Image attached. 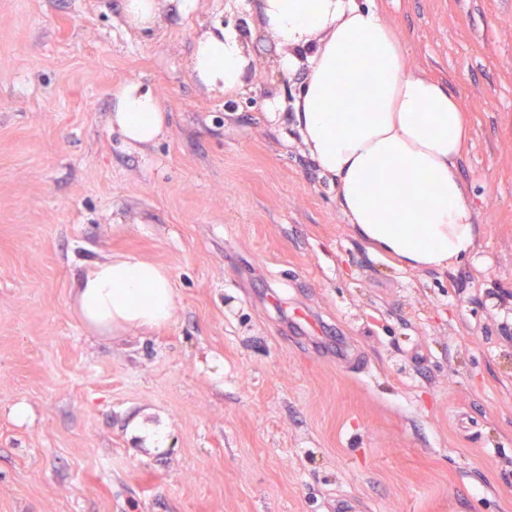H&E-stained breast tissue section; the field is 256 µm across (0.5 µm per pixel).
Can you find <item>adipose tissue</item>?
<instances>
[{
  "label": "adipose tissue",
  "instance_id": "adipose-tissue-1",
  "mask_svg": "<svg viewBox=\"0 0 512 512\" xmlns=\"http://www.w3.org/2000/svg\"><path fill=\"white\" fill-rule=\"evenodd\" d=\"M265 26L294 53L310 50L293 101L310 157L336 188L355 237L413 270H445L473 256L476 226L456 168L467 137L455 96L408 72L404 49L371 0H260ZM246 65L235 30L200 39L191 68L205 84L234 92ZM153 88L132 82L116 95L111 123L145 148L166 131ZM89 332L165 325L176 309L168 272L138 254L91 263L73 289Z\"/></svg>",
  "mask_w": 512,
  "mask_h": 512
}]
</instances>
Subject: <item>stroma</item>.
Here are the masks:
<instances>
[{
    "mask_svg": "<svg viewBox=\"0 0 512 512\" xmlns=\"http://www.w3.org/2000/svg\"><path fill=\"white\" fill-rule=\"evenodd\" d=\"M123 4L0 0V512H512V0H375L468 117L477 249L445 271L353 235L257 0H159L147 35ZM223 23L233 94L190 68ZM136 81L168 118L146 149L109 121ZM131 251L173 319L88 332L76 281Z\"/></svg>",
    "mask_w": 512,
    "mask_h": 512,
    "instance_id": "obj_1",
    "label": "stroma"
}]
</instances>
